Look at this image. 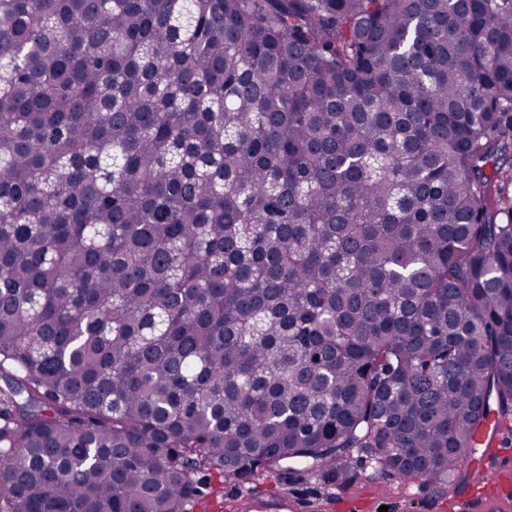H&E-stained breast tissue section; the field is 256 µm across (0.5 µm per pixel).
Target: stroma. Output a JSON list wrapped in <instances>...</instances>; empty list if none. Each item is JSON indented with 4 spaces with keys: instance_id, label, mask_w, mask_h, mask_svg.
Instances as JSON below:
<instances>
[{
    "instance_id": "35a3bbf8",
    "label": "stroma",
    "mask_w": 512,
    "mask_h": 512,
    "mask_svg": "<svg viewBox=\"0 0 512 512\" xmlns=\"http://www.w3.org/2000/svg\"><path fill=\"white\" fill-rule=\"evenodd\" d=\"M467 468L474 480L455 488L401 480L362 453L354 458L353 480L343 487L318 472L264 475L246 483L215 474L189 510L254 512V503L262 502L267 512H331L332 504L350 500L358 503V512H379L383 506L388 512H448L454 500L461 503L460 512H512V486L485 488L480 459L469 461Z\"/></svg>"
}]
</instances>
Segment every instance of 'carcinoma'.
Here are the masks:
<instances>
[{
    "label": "carcinoma",
    "instance_id": "obj_1",
    "mask_svg": "<svg viewBox=\"0 0 512 512\" xmlns=\"http://www.w3.org/2000/svg\"><path fill=\"white\" fill-rule=\"evenodd\" d=\"M512 435V0H0V512H187Z\"/></svg>",
    "mask_w": 512,
    "mask_h": 512
}]
</instances>
